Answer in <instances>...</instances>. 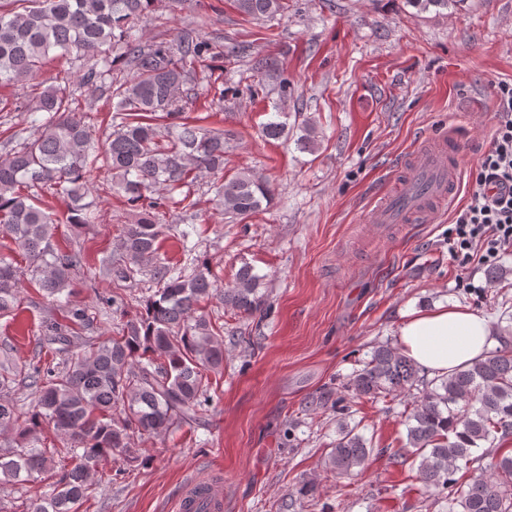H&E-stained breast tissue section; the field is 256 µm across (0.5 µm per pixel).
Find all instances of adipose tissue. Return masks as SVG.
I'll return each mask as SVG.
<instances>
[{"label": "adipose tissue", "instance_id": "1", "mask_svg": "<svg viewBox=\"0 0 512 512\" xmlns=\"http://www.w3.org/2000/svg\"><path fill=\"white\" fill-rule=\"evenodd\" d=\"M398 336L404 356L432 375L473 362L493 342L484 316L454 304L409 314Z\"/></svg>", "mask_w": 512, "mask_h": 512}]
</instances>
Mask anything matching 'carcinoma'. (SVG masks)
<instances>
[{"label": "carcinoma", "mask_w": 512, "mask_h": 512, "mask_svg": "<svg viewBox=\"0 0 512 512\" xmlns=\"http://www.w3.org/2000/svg\"><path fill=\"white\" fill-rule=\"evenodd\" d=\"M159 0H0V86L25 85L52 52L59 57H100L82 82L117 99L112 135L98 148L95 131L73 116L66 85L45 88L29 100L27 111L45 112L36 136L0 154V233L22 251L40 288L54 297L72 293V273L83 263L79 252L60 254L53 247V220L30 189H45L68 201L69 223H89L87 173L103 155L113 186L142 217L125 227L120 255L107 262L114 280L134 278L152 264L157 291L141 309L104 341H84L88 351L75 354L72 326L93 328L95 317L79 305L69 307L68 323L51 320L44 336L56 354L67 356L61 371L38 368L25 375L38 395L39 410L22 416L0 397V430L21 440L38 439L50 429L60 444L18 448L0 454V475L24 482L38 475L55 480L53 494L34 512H78L96 476L106 473L112 454L136 462L130 440L160 435L173 426L195 422L208 400L204 372L224 364L220 328L198 313L213 296L208 262L185 276L157 256L167 225L157 221L154 195L189 185L202 173L224 172V132L181 121L179 102L188 84L184 61L203 62L209 43L189 32L179 38L180 59L165 45H144L133 34L134 21ZM244 15L272 18L286 9L284 0H235ZM464 0H404L419 13L458 7ZM125 61L134 75L112 87V65ZM170 120L162 131L157 113ZM263 125L268 139L292 132L277 111ZM298 148L316 149L314 124L298 127ZM224 215L244 219L270 202V186L243 170L224 180ZM264 276L242 265L235 283L220 300L236 312L262 310ZM18 270L0 260V312L17 303ZM356 398L399 397L419 391L405 411L406 445L419 459L416 479L448 500V512H512V452L497 446L512 434V341L470 365L433 379L389 343L371 347L362 368L350 377ZM374 448L355 428L338 426L328 454L329 469L344 477L361 473ZM465 469V474L457 472Z\"/></svg>", "instance_id": "obj_1"}]
</instances>
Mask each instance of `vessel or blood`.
<instances>
[{
  "mask_svg": "<svg viewBox=\"0 0 512 512\" xmlns=\"http://www.w3.org/2000/svg\"><path fill=\"white\" fill-rule=\"evenodd\" d=\"M462 143L457 136L422 144L411 162V175L396 191L370 212L373 224H433L446 205L454 203L459 191ZM222 479H193L187 482L178 501V512H222Z\"/></svg>",
  "mask_w": 512,
  "mask_h": 512,
  "instance_id": "1",
  "label": "vessel or blood"
}]
</instances>
